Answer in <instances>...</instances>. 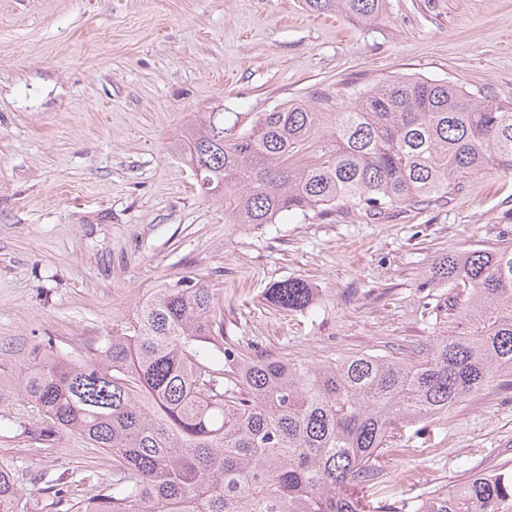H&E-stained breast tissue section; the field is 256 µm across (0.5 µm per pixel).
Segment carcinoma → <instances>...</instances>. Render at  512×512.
<instances>
[{
    "label": "carcinoma",
    "instance_id": "carcinoma-1",
    "mask_svg": "<svg viewBox=\"0 0 512 512\" xmlns=\"http://www.w3.org/2000/svg\"><path fill=\"white\" fill-rule=\"evenodd\" d=\"M359 26L386 0H305ZM222 112L172 148L224 201L228 223L259 229L343 204L373 217L448 203L474 171L512 172V105L448 80L402 75L334 112L292 103L238 128ZM432 279L468 290L466 327L421 361L360 354L309 363L245 359L224 347V317L202 284L164 286L78 358L46 351L25 392L53 423L112 454V488L74 512H378L352 497L381 484L387 442L512 375V245L448 254ZM269 305L303 312L312 288L287 279ZM0 466V512H21ZM408 512H512V469L405 504Z\"/></svg>",
    "mask_w": 512,
    "mask_h": 512
}]
</instances>
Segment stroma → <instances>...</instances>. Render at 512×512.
<instances>
[{
  "label": "stroma",
  "mask_w": 512,
  "mask_h": 512,
  "mask_svg": "<svg viewBox=\"0 0 512 512\" xmlns=\"http://www.w3.org/2000/svg\"><path fill=\"white\" fill-rule=\"evenodd\" d=\"M403 74L512 103V0H387L370 27L303 0H0V464L25 512H52L59 475L72 504L112 482L111 455L28 400L36 355L98 347L161 284L211 288L225 346L247 357L418 361L462 332L466 290L431 271L512 244V174L377 220L339 205L243 230L170 151L206 112L244 127L288 102L332 112ZM287 278L310 284V310L268 305ZM392 446L380 512L512 468V376Z\"/></svg>",
  "instance_id": "obj_1"
}]
</instances>
